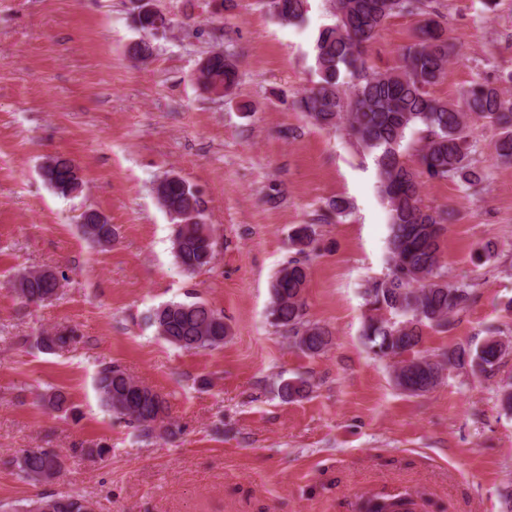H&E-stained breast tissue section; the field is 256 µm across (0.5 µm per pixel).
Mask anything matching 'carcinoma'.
Wrapping results in <instances>:
<instances>
[{
	"label": "carcinoma",
	"mask_w": 512,
	"mask_h": 512,
	"mask_svg": "<svg viewBox=\"0 0 512 512\" xmlns=\"http://www.w3.org/2000/svg\"><path fill=\"white\" fill-rule=\"evenodd\" d=\"M267 10L284 24L305 20L309 0H264ZM333 22L319 29L314 41L315 72L318 80L298 100L297 106L309 122L327 130H344L357 145L374 155L379 173V194L389 222V273L369 283L364 296L370 315L362 336L375 353L396 358V385L411 395L434 388L449 367H469L492 378L499 371L506 345L492 336L471 350L462 346L440 359L404 355L422 341L427 328H446L463 312L472 295V285L448 281L440 260V241L448 213L422 204L421 176L459 184L478 192L486 180L474 158L476 125L492 126L497 138L492 153L512 162V95L501 83L473 82L461 102L435 96L432 87L442 78L454 54L447 22L438 0H332ZM395 16L419 18L417 40L400 54L399 64L373 70L366 59L373 40L386 21ZM239 73L229 52L214 55L197 77L208 93L218 86L228 90L238 83ZM420 133L415 153L421 169H414L402 155L407 134ZM44 181L57 193L75 191L74 164L63 155L51 159L42 170ZM155 193L159 204L175 223L172 241L176 258L188 271L209 266L215 257L214 242L203 237L205 201L193 185L181 178L160 182ZM349 203L332 199L323 220H338L349 213ZM96 210L82 214V233L104 245L112 242L115 229L109 222L97 224ZM313 242L310 225L296 227L293 243L303 252ZM307 266L292 259L279 270L271 284L269 314L285 329L299 349L310 356L324 352L326 332L305 319L304 290ZM19 297L27 305H40L57 295L60 279L51 269L29 270L15 282ZM157 333L169 343L187 350H206L224 344L227 328L223 317L202 301L171 302L148 316ZM71 337L57 330L36 337V343L54 353L64 350ZM97 388L105 407L132 424L146 439L173 434L166 420L165 398L139 383L120 366L101 367ZM311 384L306 379L280 385L283 398L291 401L306 396ZM51 412H68L70 402L60 390L41 397ZM10 464L18 474L49 483L65 470L66 456L48 448H28ZM89 500L81 495L42 493L27 512H87Z\"/></svg>",
	"instance_id": "1"
}]
</instances>
